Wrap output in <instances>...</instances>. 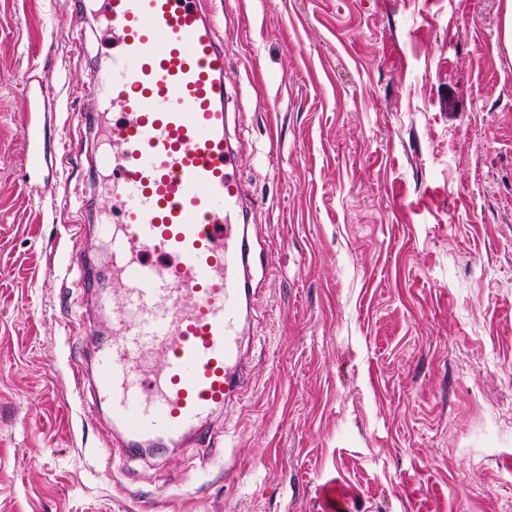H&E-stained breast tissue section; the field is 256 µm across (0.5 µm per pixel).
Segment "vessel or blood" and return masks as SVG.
Wrapping results in <instances>:
<instances>
[{
  "instance_id": "1",
  "label": "vessel or blood",
  "mask_w": 512,
  "mask_h": 512,
  "mask_svg": "<svg viewBox=\"0 0 512 512\" xmlns=\"http://www.w3.org/2000/svg\"><path fill=\"white\" fill-rule=\"evenodd\" d=\"M99 2L112 38L108 89L84 126L105 142L84 156L106 172L118 214L99 227L118 290L68 253L113 326L74 362L75 388L94 387L126 447L210 446L214 414L243 387L241 320L253 292L244 188L225 136L219 18L197 0Z\"/></svg>"
}]
</instances>
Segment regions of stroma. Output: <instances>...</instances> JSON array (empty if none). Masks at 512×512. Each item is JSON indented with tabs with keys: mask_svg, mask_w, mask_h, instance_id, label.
I'll return each mask as SVG.
<instances>
[{
	"mask_svg": "<svg viewBox=\"0 0 512 512\" xmlns=\"http://www.w3.org/2000/svg\"><path fill=\"white\" fill-rule=\"evenodd\" d=\"M249 206L244 387L217 449L126 450L72 377L66 273L108 203L64 146L102 77L86 0H0V512H512V54L505 0H202ZM55 76L26 164L24 78Z\"/></svg>",
	"mask_w": 512,
	"mask_h": 512,
	"instance_id": "obj_1",
	"label": "stroma"
}]
</instances>
